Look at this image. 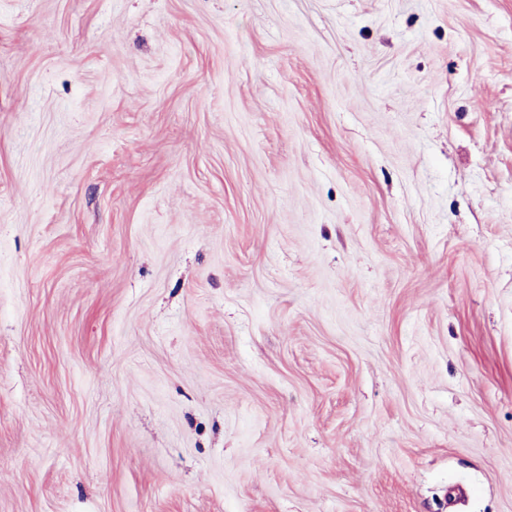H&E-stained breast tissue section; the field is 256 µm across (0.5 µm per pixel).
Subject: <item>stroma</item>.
I'll return each instance as SVG.
<instances>
[{"label": "stroma", "instance_id": "stroma-1", "mask_svg": "<svg viewBox=\"0 0 512 512\" xmlns=\"http://www.w3.org/2000/svg\"><path fill=\"white\" fill-rule=\"evenodd\" d=\"M0 512H512V0H0Z\"/></svg>", "mask_w": 512, "mask_h": 512}]
</instances>
